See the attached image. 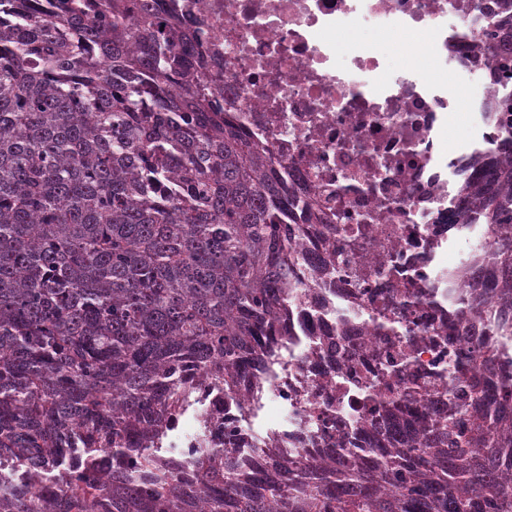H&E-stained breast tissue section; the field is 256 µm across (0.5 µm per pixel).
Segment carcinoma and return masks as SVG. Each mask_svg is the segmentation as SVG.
I'll list each match as a JSON object with an SVG mask.
<instances>
[{
    "mask_svg": "<svg viewBox=\"0 0 512 512\" xmlns=\"http://www.w3.org/2000/svg\"><path fill=\"white\" fill-rule=\"evenodd\" d=\"M220 64L174 0H0V472L43 475L0 482V512H512V372L492 359L416 424L386 352L404 389L366 456L245 482L207 448L190 491L151 451L288 316L279 226L303 201L224 116L203 80ZM501 171L511 191L475 209L512 208ZM493 233L468 305L494 298L511 332L512 222Z\"/></svg>",
    "mask_w": 512,
    "mask_h": 512,
    "instance_id": "carcinoma-1",
    "label": "carcinoma"
}]
</instances>
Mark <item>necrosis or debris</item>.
Segmentation results:
<instances>
[{
  "mask_svg": "<svg viewBox=\"0 0 512 512\" xmlns=\"http://www.w3.org/2000/svg\"><path fill=\"white\" fill-rule=\"evenodd\" d=\"M184 2L224 56L206 81L310 210L287 226L296 264L286 338L260 350V368L236 390L207 386L158 454L176 465L224 446L245 477L272 449L283 462L336 442L365 453L398 389L386 350L409 355L422 412L447 402L459 360L512 359L492 306L476 313L463 301L469 262L492 244L483 218L463 219L467 190L486 189L512 125V44L498 37L512 0ZM367 27L424 35L428 67L397 71L361 39H336ZM466 75L480 78L478 144L452 149L448 119L469 94ZM454 245L462 256L452 264ZM384 322L395 335H380Z\"/></svg>",
  "mask_w": 512,
  "mask_h": 512,
  "instance_id": "1",
  "label": "necrosis or debris"
}]
</instances>
